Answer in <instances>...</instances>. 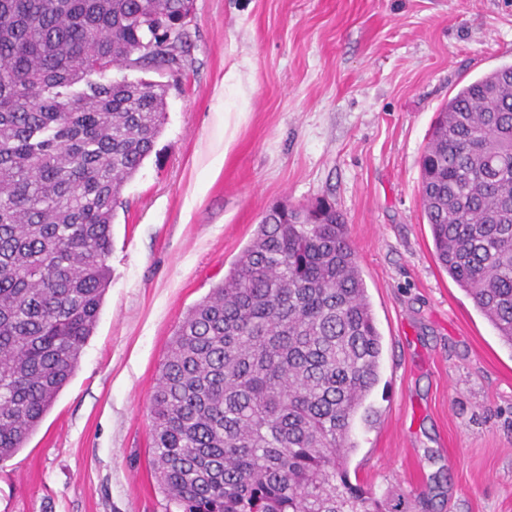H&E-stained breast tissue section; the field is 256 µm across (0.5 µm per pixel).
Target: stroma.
<instances>
[{"label":"stroma","mask_w":512,"mask_h":512,"mask_svg":"<svg viewBox=\"0 0 512 512\" xmlns=\"http://www.w3.org/2000/svg\"><path fill=\"white\" fill-rule=\"evenodd\" d=\"M167 120L127 181L74 375L0 463V512H165L148 411L176 327L273 207L334 203L382 335L351 483L401 512H512V349L436 261L420 156L512 63V0H194ZM240 80L225 83L228 71Z\"/></svg>","instance_id":"obj_1"}]
</instances>
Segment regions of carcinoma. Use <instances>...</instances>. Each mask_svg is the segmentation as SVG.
Here are the masks:
<instances>
[{
	"mask_svg": "<svg viewBox=\"0 0 512 512\" xmlns=\"http://www.w3.org/2000/svg\"><path fill=\"white\" fill-rule=\"evenodd\" d=\"M193 0H0V462L73 376L124 184L161 134ZM499 88L498 111L485 95ZM436 259L512 349V64L462 86L421 157ZM382 336L344 215L274 208L187 314L150 403L176 512H382L350 482Z\"/></svg>",
	"mask_w": 512,
	"mask_h": 512,
	"instance_id": "obj_1",
	"label": "carcinoma"
}]
</instances>
